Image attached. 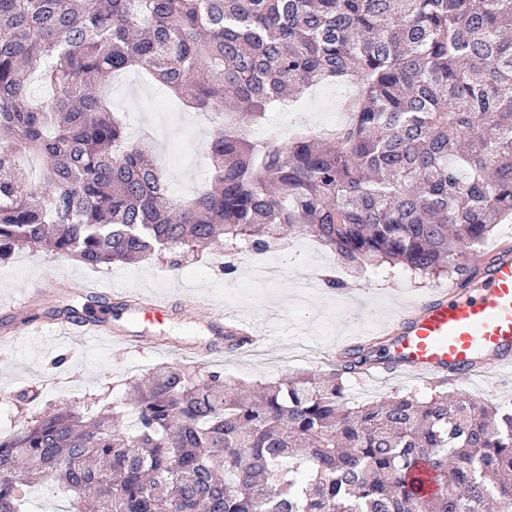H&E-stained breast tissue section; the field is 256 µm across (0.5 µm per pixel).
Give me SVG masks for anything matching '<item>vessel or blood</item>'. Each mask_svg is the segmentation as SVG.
Returning a JSON list of instances; mask_svg holds the SVG:
<instances>
[{
    "label": "vessel or blood",
    "mask_w": 512,
    "mask_h": 512,
    "mask_svg": "<svg viewBox=\"0 0 512 512\" xmlns=\"http://www.w3.org/2000/svg\"><path fill=\"white\" fill-rule=\"evenodd\" d=\"M121 302L136 316L164 319L172 314L169 304L153 299L125 296ZM189 312L209 321L218 335L243 333V322L213 314L204 304H193ZM59 328L84 343L104 339L121 346L132 342L143 351L157 346L154 337L130 333L103 319L63 321ZM380 331L391 338L389 355L398 372L432 378L446 375L456 387L467 388L486 364L512 369V246L495 248L472 286L463 288L453 282L401 303Z\"/></svg>",
    "instance_id": "obj_1"
}]
</instances>
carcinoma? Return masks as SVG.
Wrapping results in <instances>:
<instances>
[{
	"instance_id": "cac0c4a2",
	"label": "carcinoma",
	"mask_w": 512,
	"mask_h": 512,
	"mask_svg": "<svg viewBox=\"0 0 512 512\" xmlns=\"http://www.w3.org/2000/svg\"><path fill=\"white\" fill-rule=\"evenodd\" d=\"M129 69L216 110L211 184L186 201L96 92ZM326 83L358 87L334 137L247 133ZM0 131V260L49 248L100 268L164 250L177 268L296 234L356 269L466 286L462 249L512 217V0H0ZM20 153L40 158L41 192ZM387 357L366 340L329 374L259 392L162 366L127 382L128 415L60 402L0 437V512L42 482L66 512H512V408L442 389L349 405L344 379Z\"/></svg>"
}]
</instances>
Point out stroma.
Segmentation results:
<instances>
[{"label":"stroma","instance_id":"35a3bbf8","mask_svg":"<svg viewBox=\"0 0 512 512\" xmlns=\"http://www.w3.org/2000/svg\"><path fill=\"white\" fill-rule=\"evenodd\" d=\"M131 76L132 83L125 86L104 83L102 95L112 112L125 119L132 138L150 139L171 197L190 198L209 177L206 145L215 126L206 113L164 91L144 71H132ZM326 92V87L319 86L313 94L289 100L287 111L268 113L265 121L251 127V136L260 137L277 125L288 138L302 129L319 137L330 136L336 130L338 109ZM268 257L273 266L281 268V275L252 287L248 279L253 258L246 252L237 255L231 274L221 268L222 251L213 248L200 250L197 258L178 269L169 266L167 257L158 255L134 265L94 269L76 258L51 252L15 253L0 261V337L27 322L61 320L68 308L81 317L93 314L90 298L68 289L73 279H92L107 288L147 289L186 305L202 302L217 314H235L260 325L273 323L281 333L257 355L226 351L184 356L74 342L36 345L21 338L10 348L0 349V388L37 391L47 405L63 400L79 404L91 395L107 403L122 398L129 379L165 364L186 368L204 364L251 387L303 372L327 373L335 366L336 348L344 335L366 329L389 315L398 300L420 297L435 283L434 278L400 266L369 267L353 274L330 249L302 236H289L280 248L269 251ZM328 274L343 281V288H326L324 277ZM49 281L58 283V293L29 299V288ZM106 311L111 323L134 332L197 346L214 340L207 322L189 315H174L161 323L139 322L113 297L107 300ZM434 387V382L414 375L388 379L365 375L347 380L346 394L355 403L397 392L422 399ZM468 393L482 402L512 404V375L487 368L475 376Z\"/></svg>","mask_w":512,"mask_h":512}]
</instances>
